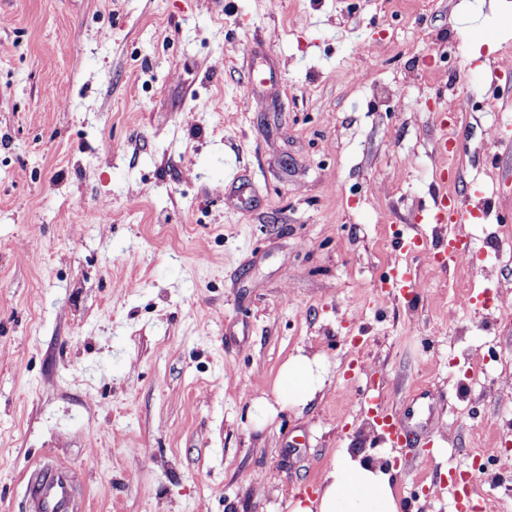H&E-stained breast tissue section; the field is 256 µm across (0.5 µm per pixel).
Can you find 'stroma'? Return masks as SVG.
I'll use <instances>...</instances> for the list:
<instances>
[{
    "label": "stroma",
    "mask_w": 512,
    "mask_h": 512,
    "mask_svg": "<svg viewBox=\"0 0 512 512\" xmlns=\"http://www.w3.org/2000/svg\"><path fill=\"white\" fill-rule=\"evenodd\" d=\"M504 62L512 0H0V512L57 455L81 512H289L343 448L401 512H456L494 449L477 488L512 512V293L456 307L512 282ZM477 193L496 216L433 222ZM451 233L491 277L433 262ZM397 263L415 298L382 292ZM301 349L323 390L257 428ZM366 403L374 406V411L383 422L382 426L387 428L394 443L404 445L412 436L413 413L410 409L404 410L402 414L389 409V406L381 399L380 390L370 392L368 389L365 395Z\"/></svg>",
    "instance_id": "stroma-1"
}]
</instances>
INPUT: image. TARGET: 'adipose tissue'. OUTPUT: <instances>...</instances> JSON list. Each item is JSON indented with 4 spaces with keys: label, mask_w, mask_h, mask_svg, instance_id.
Returning <instances> with one entry per match:
<instances>
[{
    "label": "adipose tissue",
    "mask_w": 512,
    "mask_h": 512,
    "mask_svg": "<svg viewBox=\"0 0 512 512\" xmlns=\"http://www.w3.org/2000/svg\"><path fill=\"white\" fill-rule=\"evenodd\" d=\"M325 381L317 357L291 356L279 371L273 398L254 400L257 419L264 424L280 409L306 406ZM291 512H399V503L389 473L344 450L324 475L315 498L296 500Z\"/></svg>",
    "instance_id": "1"
}]
</instances>
